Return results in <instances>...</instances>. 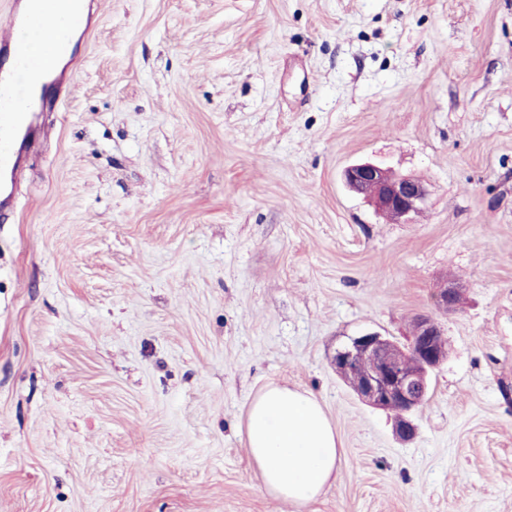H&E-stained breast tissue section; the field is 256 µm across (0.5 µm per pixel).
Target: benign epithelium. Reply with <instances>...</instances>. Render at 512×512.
<instances>
[{
    "mask_svg": "<svg viewBox=\"0 0 512 512\" xmlns=\"http://www.w3.org/2000/svg\"><path fill=\"white\" fill-rule=\"evenodd\" d=\"M344 179L352 191L364 195L380 212L402 222L420 210L428 195L420 181L393 175L372 163L347 167ZM461 293L458 283H446L439 293L442 309L456 311ZM443 340L437 321L422 315L414 319L407 344L366 332L337 349L332 364L363 401L394 412L398 436L410 440L416 433L410 414L424 401L431 372L448 355Z\"/></svg>",
    "mask_w": 512,
    "mask_h": 512,
    "instance_id": "benign-epithelium-1",
    "label": "benign epithelium"
}]
</instances>
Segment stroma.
I'll return each instance as SVG.
<instances>
[{
	"label": "stroma",
	"mask_w": 512,
	"mask_h": 512,
	"mask_svg": "<svg viewBox=\"0 0 512 512\" xmlns=\"http://www.w3.org/2000/svg\"><path fill=\"white\" fill-rule=\"evenodd\" d=\"M88 8L0 185V512H512V0ZM420 314L449 354L404 441L331 361ZM270 383L341 442L301 511L244 446ZM347 186L364 195L390 218L406 222L420 210L428 195L426 187L410 176H397L372 163H360L344 171Z\"/></svg>",
	"instance_id": "35a3bbf8"
}]
</instances>
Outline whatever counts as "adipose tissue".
Segmentation results:
<instances>
[{"label":"adipose tissue","instance_id":"1","mask_svg":"<svg viewBox=\"0 0 512 512\" xmlns=\"http://www.w3.org/2000/svg\"><path fill=\"white\" fill-rule=\"evenodd\" d=\"M244 445L266 491L302 508L336 478L340 440L321 404L310 393L270 384L246 411Z\"/></svg>","mask_w":512,"mask_h":512}]
</instances>
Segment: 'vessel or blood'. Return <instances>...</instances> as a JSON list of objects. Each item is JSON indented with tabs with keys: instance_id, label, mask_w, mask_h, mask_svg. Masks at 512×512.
Here are the masks:
<instances>
[{
	"instance_id": "b4317fda",
	"label": "vessel or blood",
	"mask_w": 512,
	"mask_h": 512,
	"mask_svg": "<svg viewBox=\"0 0 512 512\" xmlns=\"http://www.w3.org/2000/svg\"><path fill=\"white\" fill-rule=\"evenodd\" d=\"M75 23V18L58 13L56 0H40L36 7L13 10L10 34L0 40L16 59L12 74L0 76V169L16 167L13 135L24 126L34 104L32 89L40 72L50 71Z\"/></svg>"
}]
</instances>
